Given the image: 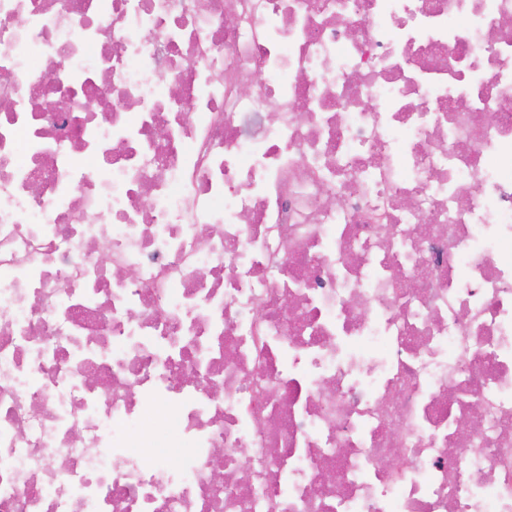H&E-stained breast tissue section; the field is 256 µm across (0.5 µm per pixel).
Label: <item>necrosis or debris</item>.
<instances>
[{
    "mask_svg": "<svg viewBox=\"0 0 512 512\" xmlns=\"http://www.w3.org/2000/svg\"><path fill=\"white\" fill-rule=\"evenodd\" d=\"M0 512H512V0H0Z\"/></svg>",
    "mask_w": 512,
    "mask_h": 512,
    "instance_id": "4bbe7bcc",
    "label": "necrosis or debris"
}]
</instances>
